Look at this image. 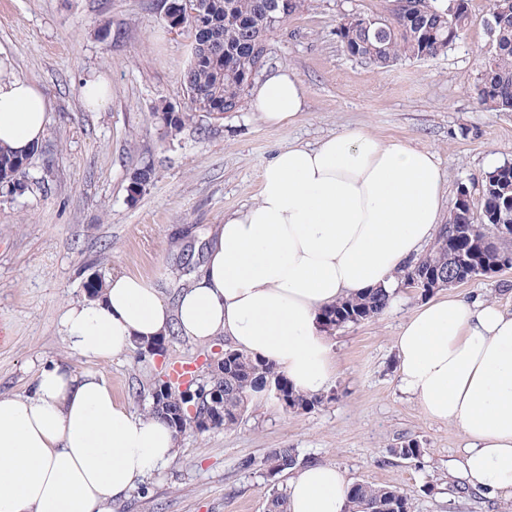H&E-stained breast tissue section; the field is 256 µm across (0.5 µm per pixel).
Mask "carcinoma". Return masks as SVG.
Here are the masks:
<instances>
[{
    "label": "carcinoma",
    "mask_w": 512,
    "mask_h": 512,
    "mask_svg": "<svg viewBox=\"0 0 512 512\" xmlns=\"http://www.w3.org/2000/svg\"><path fill=\"white\" fill-rule=\"evenodd\" d=\"M272 0H198V9L218 46L207 51L194 47L183 84L188 111L182 112L162 105L155 116L168 136L177 137L186 122L204 116H222L239 112L246 105L247 80L255 57H268L270 36L280 29L279 23L268 20L267 8ZM488 19L493 23L491 57L485 62L477 87L482 108L495 112H512V0H490ZM470 21L468 0H400V6L390 15L378 17L369 25L342 21L336 35L349 56L379 69H387L402 59L424 60L443 53L465 33ZM29 156L16 154L0 146V187L9 191L22 185ZM154 175L150 164L137 169L131 177L130 192L140 193ZM484 235H494L498 225L512 224V166L504 165L490 172L485 179L480 215ZM179 235L172 237L177 250L175 282L186 288L195 269L201 267L206 254L186 252L187 245ZM459 255L467 264H489L496 253L479 251L465 238L452 242L436 236L425 256L400 274L404 279L415 272L443 274L449 258ZM392 294L373 289L360 296L346 298L323 310L321 325L334 330L349 324H359L382 314L390 305ZM269 380L288 392L289 405L296 411H309L322 404L320 395L296 391L288 379L273 365L259 357L234 349L224 350V364L211 369L203 383L206 390L224 392V427L237 423L249 400L257 393V385ZM194 400L178 394L152 400L149 414L161 415L170 421ZM424 449L409 441L391 449L403 459H417ZM300 464L293 448L271 451L262 462L270 476L279 475ZM350 508L367 512H409L410 500L396 495V489L355 483L350 488Z\"/></svg>",
    "instance_id": "1"
}]
</instances>
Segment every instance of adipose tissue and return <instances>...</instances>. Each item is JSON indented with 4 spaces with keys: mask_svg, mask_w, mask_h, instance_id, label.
<instances>
[{
    "mask_svg": "<svg viewBox=\"0 0 512 512\" xmlns=\"http://www.w3.org/2000/svg\"><path fill=\"white\" fill-rule=\"evenodd\" d=\"M11 69L0 54V146L27 155L46 136L48 103ZM307 95L281 67L252 105L282 127ZM441 182L435 152L363 129L290 146L263 169L257 201L210 228L206 263L174 302L142 278L114 274L99 297L65 307L67 346L108 359L173 326L196 342L226 336L297 391L323 392L332 356L320 312L396 288L438 232ZM393 346L401 387L426 417L465 434L457 470L485 497L512 495V310L441 296L407 318ZM177 452L167 420L116 402L96 373L45 365L27 394H0V512H106ZM349 488L338 467L307 466L288 479L287 512H346Z\"/></svg>",
    "mask_w": 512,
    "mask_h": 512,
    "instance_id": "ef3b65f1",
    "label": "adipose tissue"
}]
</instances>
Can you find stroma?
Instances as JSON below:
<instances>
[{
    "label": "stroma",
    "mask_w": 512,
    "mask_h": 512,
    "mask_svg": "<svg viewBox=\"0 0 512 512\" xmlns=\"http://www.w3.org/2000/svg\"><path fill=\"white\" fill-rule=\"evenodd\" d=\"M389 6L308 0L271 35L267 70L291 68L308 90L293 125L267 126L248 107L194 120L172 141L153 112L162 102L184 109L192 38L170 27L162 0H0V49L14 75L49 103L47 135L30 155L23 188L0 193V393H26L43 366L59 362L98 374L118 402L143 415L155 382L175 365L206 375L208 359L229 348L226 338L181 336L160 356L135 347L95 361L68 348L61 310L86 299L92 279L115 273L173 298L172 229L194 224L204 236L252 204L264 166L288 146L360 127L437 153L443 212L462 188L480 201L486 175L512 165V112L485 111L476 94L492 50L488 0H469V29L444 53L382 71L348 56L336 27L347 15L377 16ZM99 77L112 96L91 109L82 88ZM146 162L154 177L131 195L132 174ZM457 290L511 308L512 268ZM425 301L400 288L377 318L329 332L336 372L322 405L295 412L273 395H255L234 426L180 435L177 456L111 503L112 512H266L269 492L285 489L288 476L243 462L276 448L336 465L350 482L403 491L412 512H512V496L484 498L457 472L466 443L460 427L430 420L399 388L393 338ZM410 439L423 455L393 457Z\"/></svg>",
    "instance_id": "stroma-1"
}]
</instances>
